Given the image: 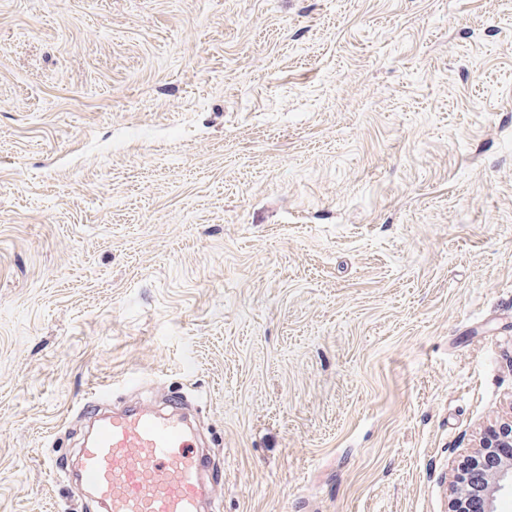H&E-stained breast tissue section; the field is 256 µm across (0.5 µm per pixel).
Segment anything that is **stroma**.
<instances>
[{
    "instance_id": "1",
    "label": "stroma",
    "mask_w": 512,
    "mask_h": 512,
    "mask_svg": "<svg viewBox=\"0 0 512 512\" xmlns=\"http://www.w3.org/2000/svg\"><path fill=\"white\" fill-rule=\"evenodd\" d=\"M98 388L195 401L220 512H449L512 414V0H0V512H82Z\"/></svg>"
}]
</instances>
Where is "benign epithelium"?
I'll use <instances>...</instances> for the list:
<instances>
[{"instance_id": "benign-epithelium-1", "label": "benign epithelium", "mask_w": 512, "mask_h": 512, "mask_svg": "<svg viewBox=\"0 0 512 512\" xmlns=\"http://www.w3.org/2000/svg\"><path fill=\"white\" fill-rule=\"evenodd\" d=\"M512 447V416L507 417L490 429L481 438L475 454L457 464L451 481V508L449 512H498V495L505 489L512 490V462H508L489 478L481 499L473 501L472 467L482 454L491 448Z\"/></svg>"}]
</instances>
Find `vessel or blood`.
<instances>
[{
	"mask_svg": "<svg viewBox=\"0 0 512 512\" xmlns=\"http://www.w3.org/2000/svg\"><path fill=\"white\" fill-rule=\"evenodd\" d=\"M86 402L96 429L79 450L77 477L104 512H203L220 472L200 452L180 398L166 412L125 407L100 414Z\"/></svg>",
	"mask_w": 512,
	"mask_h": 512,
	"instance_id": "1",
	"label": "vessel or blood"
}]
</instances>
